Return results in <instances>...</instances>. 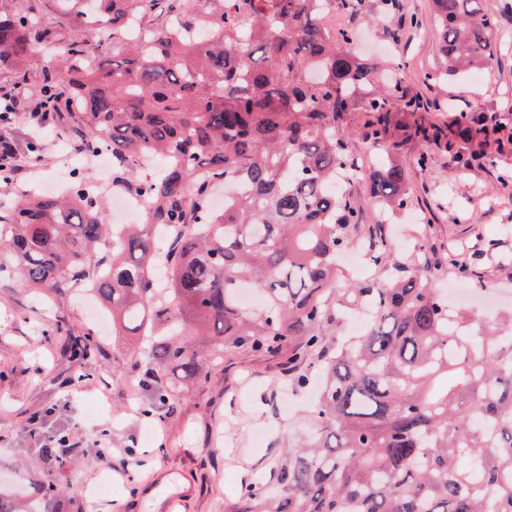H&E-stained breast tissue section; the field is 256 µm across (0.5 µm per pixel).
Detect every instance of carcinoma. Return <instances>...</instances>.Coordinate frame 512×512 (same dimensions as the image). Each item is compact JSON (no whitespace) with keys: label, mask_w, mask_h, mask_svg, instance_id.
<instances>
[{"label":"carcinoma","mask_w":512,"mask_h":512,"mask_svg":"<svg viewBox=\"0 0 512 512\" xmlns=\"http://www.w3.org/2000/svg\"><path fill=\"white\" fill-rule=\"evenodd\" d=\"M189 0H26L0 11V68L23 95L31 47L61 36L40 24L53 12L67 24L61 61L42 65L38 107L89 151L112 152V187L141 194L137 224L115 236L99 196L76 179L63 196L22 195L0 213L4 264L37 290L90 281L112 310V332L148 346L143 373L151 415L171 397V373L185 384L208 377L224 352L279 357L299 386L323 374L308 413L314 428L286 449L269 479L246 482L224 512H512V316L489 329L448 312L432 288L441 264L415 240L395 277L341 284L337 256L365 246L375 267L391 261L387 239L363 224L365 206H407L396 154L432 143L455 166L493 162L490 148L512 130V110L450 115L439 122L405 86L351 49L357 33L336 36L322 21L326 0H209L211 34L197 38ZM441 75L485 70L496 19L481 0H433ZM147 21L146 39L128 35ZM105 28L92 40L85 32ZM352 112L366 113L354 131ZM382 152L366 166L354 137ZM162 165L134 180L133 162ZM358 178L368 196L336 192ZM238 193L217 215L213 185ZM163 257L165 287L153 260ZM265 296L244 311L242 286ZM362 305L363 335L328 342V329ZM75 359L98 343L60 320ZM27 503L0 493V512H65L61 489L28 486Z\"/></svg>","instance_id":"carcinoma-1"}]
</instances>
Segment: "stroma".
I'll return each instance as SVG.
<instances>
[{
    "label": "stroma",
    "mask_w": 512,
    "mask_h": 512,
    "mask_svg": "<svg viewBox=\"0 0 512 512\" xmlns=\"http://www.w3.org/2000/svg\"><path fill=\"white\" fill-rule=\"evenodd\" d=\"M484 7L497 19L491 31L497 61L489 79L469 83L432 80L439 63L432 0H399L395 13L383 18L346 11L341 17L362 37L359 54L380 62L385 48H395L409 65L408 89L444 120L452 111L485 115L512 102V10L505 0H485ZM64 49V42L54 41L32 52L25 107L8 134L18 164L27 165L33 147L43 161L32 177L0 186L1 212L14 206L28 183L58 177L62 164L85 180L97 176L69 156L61 130L35 126L29 116L42 64ZM423 154L428 161L421 168L416 160ZM398 160L408 177L407 210L428 221L427 256L454 259L488 287L512 289V189L503 186L512 177V142L497 152L495 165L464 172L431 145L407 144ZM97 304L80 285L37 297L12 274L0 275L1 486L53 482L63 487L69 512H89L86 488L101 469L99 453L107 443L115 455L129 458L131 468L98 512H165L173 493L183 501L180 512H224L243 482L266 478L279 452L308 433L309 391L293 384L281 360L248 352L225 353L206 381L178 388L156 415L144 416L141 408L151 395L133 364L149 357L134 337L113 335L94 318ZM63 319L76 332L98 337L95 356L80 363L69 358L52 331ZM80 368L88 378L77 384L73 376ZM60 430L71 445L62 450L61 464L50 465L41 449L46 435Z\"/></svg>",
    "instance_id": "stroma-1"
}]
</instances>
